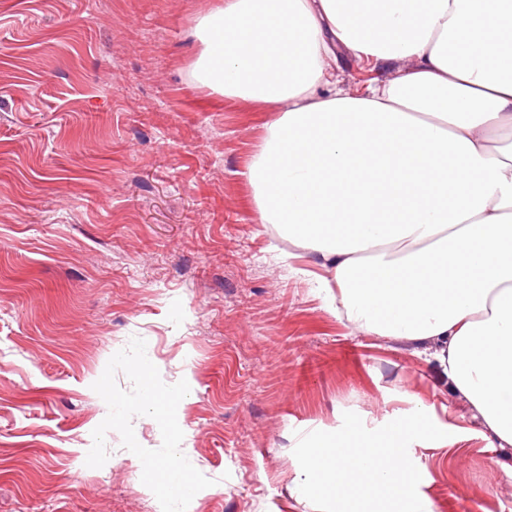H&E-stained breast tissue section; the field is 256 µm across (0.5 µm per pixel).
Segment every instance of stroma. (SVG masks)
I'll list each match as a JSON object with an SVG mask.
<instances>
[{
	"mask_svg": "<svg viewBox=\"0 0 512 512\" xmlns=\"http://www.w3.org/2000/svg\"><path fill=\"white\" fill-rule=\"evenodd\" d=\"M220 0H0V512H317L297 436L446 399L409 450L432 512H512L435 364L338 317L256 222L272 114L192 76ZM180 402L138 405L144 386ZM128 405L113 416V403ZM183 448L195 469L144 471Z\"/></svg>",
	"mask_w": 512,
	"mask_h": 512,
	"instance_id": "stroma-1",
	"label": "stroma"
}]
</instances>
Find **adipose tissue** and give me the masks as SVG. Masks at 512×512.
<instances>
[{"instance_id": "1", "label": "adipose tissue", "mask_w": 512, "mask_h": 512, "mask_svg": "<svg viewBox=\"0 0 512 512\" xmlns=\"http://www.w3.org/2000/svg\"><path fill=\"white\" fill-rule=\"evenodd\" d=\"M196 31L197 81L274 114L246 171L259 223L512 447V0H222ZM341 54L390 74L341 88Z\"/></svg>"}]
</instances>
